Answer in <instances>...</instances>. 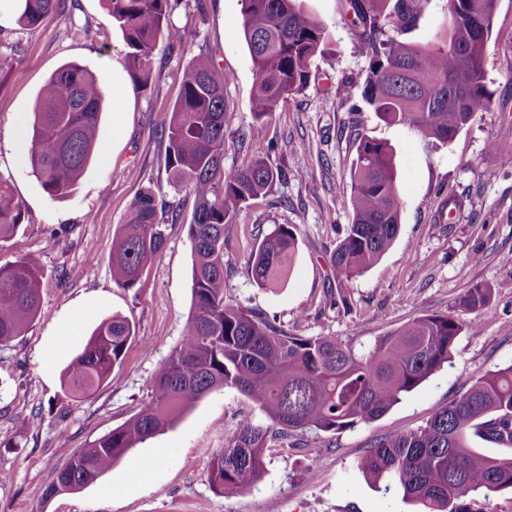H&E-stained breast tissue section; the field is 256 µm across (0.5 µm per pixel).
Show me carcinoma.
Listing matches in <instances>:
<instances>
[{
    "label": "carcinoma",
    "mask_w": 512,
    "mask_h": 512,
    "mask_svg": "<svg viewBox=\"0 0 512 512\" xmlns=\"http://www.w3.org/2000/svg\"><path fill=\"white\" fill-rule=\"evenodd\" d=\"M130 48L134 91L151 81L150 55L163 37L179 43L171 23L179 0H104ZM350 0L352 25L368 69L361 97L387 124L405 125L441 142L451 141L488 109L484 60L497 0H448L445 37L418 46L401 38L419 14V0ZM66 9V0H22L18 22L38 25ZM242 27L256 82L254 115L261 118L310 82L324 54L326 26L303 0H243ZM17 47L0 50V79L19 64ZM230 76L200 54L185 69L178 101L170 111L165 167L175 191L193 196L188 224L193 251L192 306L181 342L155 374L140 412L87 447L69 454L45 491L49 499L95 482L129 449L177 422L211 392L232 388L249 397L265 421L242 420L223 450L212 454L209 481L224 493L251 490L275 442L313 434L320 440L370 422L402 395L426 381L452 356L457 337L476 328L454 314H421L357 354L327 336H296L264 314L224 296V242L237 213L267 194L282 177L266 158L245 168L224 169V86ZM28 162L53 199L66 196L81 178L97 140L108 99L83 65L60 67L38 94ZM352 221L332 256L336 283L378 263L400 230L395 157L388 144L359 139L350 168ZM25 220L11 185L0 180V242ZM164 224L151 194L137 198L112 240V277L122 288L137 285L145 266L165 245ZM297 251L292 227L277 224L259 241L248 274L272 288L289 274ZM41 267L25 258L0 266V346L23 335L40 311ZM491 288L477 284L456 304L461 312L487 309ZM135 331L114 315L101 320L84 349L62 371L66 393L82 398L112 380ZM478 437L512 445V364L478 377L438 408L424 426L376 440L360 462L373 482L396 484L424 512H461L471 492L512 489V457H493L471 446Z\"/></svg>",
    "instance_id": "obj_1"
}]
</instances>
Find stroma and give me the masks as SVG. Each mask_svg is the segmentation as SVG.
Segmentation results:
<instances>
[{
    "label": "stroma",
    "instance_id": "obj_1",
    "mask_svg": "<svg viewBox=\"0 0 512 512\" xmlns=\"http://www.w3.org/2000/svg\"><path fill=\"white\" fill-rule=\"evenodd\" d=\"M306 6L326 25L332 51L315 60L301 94L258 119L242 0H206L202 14L194 0H181L173 19L186 31L183 43L157 41L150 85L130 92L123 113L104 109L84 174L67 197L54 200L28 161L17 160L7 136L17 123L32 125L40 89L63 64L86 66L107 90L130 83L129 49L102 0H68L65 13L33 29L18 22L20 0H0V50L20 51L19 64L0 82V179L25 208L20 230L0 243V266L30 255L42 268L39 315L23 336L0 347V470L10 474L0 484V512H419L398 488L366 479L361 458L376 439L418 429L477 377L512 363V167L501 157L512 152V0H497L485 57L490 107L447 143L380 121L361 97L344 103L338 87L350 79L363 83L367 69L350 5L306 0ZM447 24L448 0H425L405 38L427 45ZM85 26L93 37L82 34ZM202 52L231 76L224 90L225 168L267 156L284 172L231 226L224 247L228 299L274 317L289 333L330 336L359 353L418 314L453 311L476 284L491 287L489 310L464 313L479 328L464 330L448 363L379 418L336 434L326 447L311 436L292 448L268 449L249 495L218 492L208 478L211 452L223 448L239 420L264 419L247 396L224 388L130 449L93 484L45 498L65 450L87 447L141 410L183 336L192 302L187 226L194 200L168 183L162 129L184 69ZM360 134L386 142L395 154L401 226L382 259L340 289L330 257L352 219L346 197ZM146 192L172 202L177 218L167 221L162 251L128 290L112 278V238ZM277 224L293 227L297 252L284 283L261 288L247 263L260 233ZM113 315L135 329L124 360L111 382L70 401L61 372ZM70 319L79 320L81 335L53 349L58 324ZM110 486L118 495L105 496Z\"/></svg>",
    "mask_w": 512,
    "mask_h": 512
}]
</instances>
